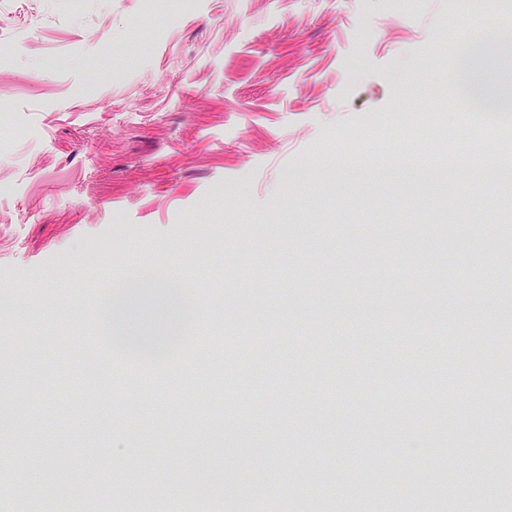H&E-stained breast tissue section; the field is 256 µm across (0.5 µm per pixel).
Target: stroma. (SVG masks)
Returning a JSON list of instances; mask_svg holds the SVG:
<instances>
[{"mask_svg": "<svg viewBox=\"0 0 512 512\" xmlns=\"http://www.w3.org/2000/svg\"><path fill=\"white\" fill-rule=\"evenodd\" d=\"M502 0H193L171 20L150 0H0V384H14L0 411L27 425L5 438L0 474L16 475L14 445L39 430L47 451L32 481L61 474L94 485L112 504L150 512L153 497L186 481L240 484L239 445L260 436L271 459L258 492L273 512H325L370 489L398 512L442 501L434 471L451 459L469 498L512 512V402L480 395L499 374L496 348L512 305V258L492 249L512 209V126L487 112L448 106L456 86L452 47L475 28L512 26ZM478 142L488 167L449 170V134ZM406 140L403 151L385 145ZM353 166H327L330 155ZM467 207H459L461 194ZM262 241L259 261L281 276L254 279L218 269L208 248L233 256ZM476 255L478 275H449V248ZM392 270L374 271L378 253ZM145 260L172 273L205 270L190 283L195 321L187 358L139 388L113 381L84 389L88 334L81 296L103 274L118 278ZM480 302L482 316L470 313ZM447 320L441 333L431 324ZM300 331L320 356H292ZM448 356L404 364L403 350ZM43 380L26 387L28 351ZM279 373L278 395L253 415L242 382L223 420L231 448L216 469L187 454L215 442L200 397L202 364ZM402 380L430 391L472 386L463 399L425 401L412 414L395 402L351 399L327 407L331 382L374 389ZM156 401L167 453L112 455L131 403ZM486 421L470 434L474 415ZM400 450L386 465L380 450ZM336 484L343 495H328Z\"/></svg>", "mask_w": 512, "mask_h": 512, "instance_id": "stroma-1", "label": "stroma"}]
</instances>
